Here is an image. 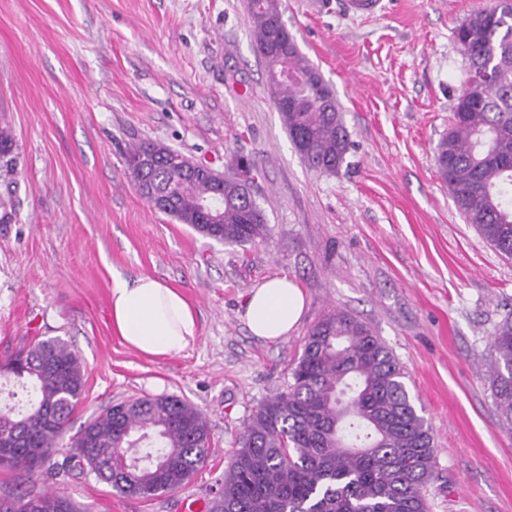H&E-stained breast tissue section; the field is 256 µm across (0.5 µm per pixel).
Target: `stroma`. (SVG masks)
Listing matches in <instances>:
<instances>
[{"mask_svg":"<svg viewBox=\"0 0 512 512\" xmlns=\"http://www.w3.org/2000/svg\"><path fill=\"white\" fill-rule=\"evenodd\" d=\"M489 0H395L385 15L310 14L282 0L302 54L333 89L351 148L309 168L276 111L249 0H0V123L16 141L0 175V364L58 338L82 358L69 429L113 403L175 394L204 415L211 456L181 489L118 496L94 474L0 467V496L56 490L84 512H183L207 503L243 424L286 389L309 329L334 310L367 323L394 355L434 438L430 512H512V431L486 376L488 338L512 315V258L456 210L435 156L468 60L455 28ZM161 141L251 190L270 233L224 244L154 208L125 173L131 143ZM159 278L191 303L183 353L132 349L110 313L115 279ZM288 276L306 310L288 338L251 335L240 315L258 283Z\"/></svg>","mask_w":512,"mask_h":512,"instance_id":"stroma-1","label":"stroma"}]
</instances>
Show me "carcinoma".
<instances>
[{"label":"carcinoma","mask_w":512,"mask_h":512,"mask_svg":"<svg viewBox=\"0 0 512 512\" xmlns=\"http://www.w3.org/2000/svg\"><path fill=\"white\" fill-rule=\"evenodd\" d=\"M256 51L268 81L282 69L298 79L272 91L288 137L320 172L338 170L351 140L333 90L282 22L281 0H250ZM469 69L483 76L458 93L436 164L456 209L498 251L512 256V9L498 2L456 27ZM15 139L0 126V166L14 171ZM178 151L159 141L132 144L125 165L145 194L172 192L166 214L227 244H255L269 228L248 198L249 181L210 173L183 179L169 166ZM224 186L216 224H198L200 205ZM488 380L501 424L512 431V316L489 343ZM14 378L25 411L0 406V467L30 473L68 440L70 461L118 495L151 499L184 486L209 458L203 415L177 395L122 401L66 437L84 391V365L60 339L13 353L0 375ZM287 390L261 401L244 423L208 512H429L425 489L438 478L433 437L403 381V367L373 330L341 310L305 336ZM0 512H80L66 496L26 491L1 497Z\"/></svg>","instance_id":"obj_1"}]
</instances>
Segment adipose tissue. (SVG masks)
Returning <instances> with one entry per match:
<instances>
[{
    "instance_id": "ef3b65f1",
    "label": "adipose tissue",
    "mask_w": 512,
    "mask_h": 512,
    "mask_svg": "<svg viewBox=\"0 0 512 512\" xmlns=\"http://www.w3.org/2000/svg\"><path fill=\"white\" fill-rule=\"evenodd\" d=\"M111 307L120 336L147 355L179 354L198 335L189 302L175 288L148 275L118 280L111 291ZM304 308L301 288L288 277H274L251 289L243 318L252 335L278 341L295 331Z\"/></svg>"
}]
</instances>
